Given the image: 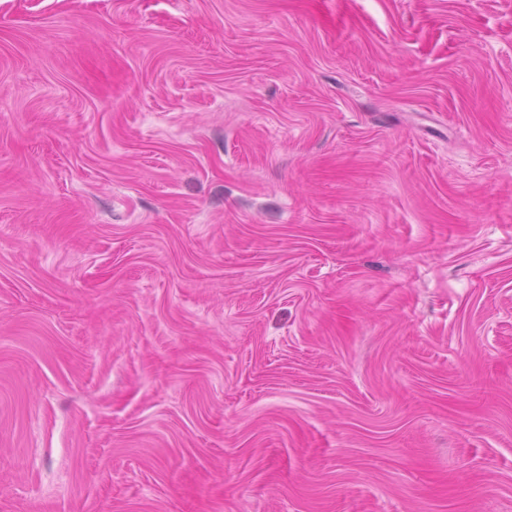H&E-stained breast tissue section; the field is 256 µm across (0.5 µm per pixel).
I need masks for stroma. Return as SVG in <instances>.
<instances>
[{"label": "stroma", "instance_id": "1", "mask_svg": "<svg viewBox=\"0 0 512 512\" xmlns=\"http://www.w3.org/2000/svg\"><path fill=\"white\" fill-rule=\"evenodd\" d=\"M0 512H512V0H0Z\"/></svg>", "mask_w": 512, "mask_h": 512}]
</instances>
